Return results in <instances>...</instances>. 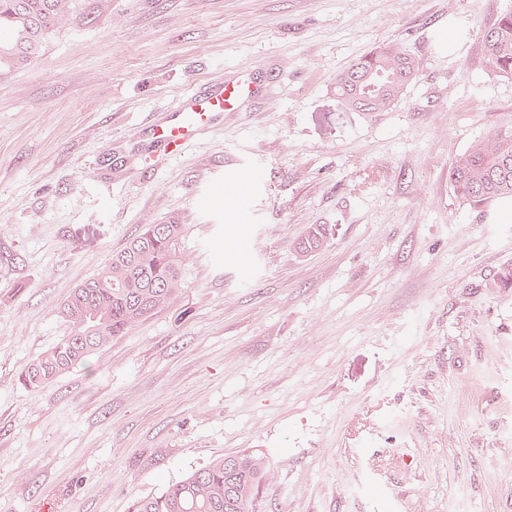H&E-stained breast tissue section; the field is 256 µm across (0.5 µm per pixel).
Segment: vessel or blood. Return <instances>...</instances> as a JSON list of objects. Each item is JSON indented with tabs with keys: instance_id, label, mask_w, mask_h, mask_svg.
<instances>
[{
	"instance_id": "vessel-or-blood-1",
	"label": "vessel or blood",
	"mask_w": 512,
	"mask_h": 512,
	"mask_svg": "<svg viewBox=\"0 0 512 512\" xmlns=\"http://www.w3.org/2000/svg\"><path fill=\"white\" fill-rule=\"evenodd\" d=\"M257 92L251 75L243 72L215 83L201 95L184 96L162 122L152 125L154 151L163 156L178 154L188 142L211 129L223 113L240 109Z\"/></svg>"
}]
</instances>
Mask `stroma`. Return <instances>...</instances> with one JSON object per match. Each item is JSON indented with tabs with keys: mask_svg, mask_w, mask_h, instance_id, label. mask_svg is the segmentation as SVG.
Returning a JSON list of instances; mask_svg holds the SVG:
<instances>
[{
	"mask_svg": "<svg viewBox=\"0 0 512 512\" xmlns=\"http://www.w3.org/2000/svg\"><path fill=\"white\" fill-rule=\"evenodd\" d=\"M509 7L79 0L0 81V512H127L248 449L271 465L256 512H512V222L448 183L512 128L479 35ZM450 24L466 38L437 40ZM390 41L419 62L405 96L338 114L337 72ZM242 71L259 99L140 167L150 121ZM171 217L177 300L22 386L72 289ZM313 224L328 239L299 255Z\"/></svg>",
	"mask_w": 512,
	"mask_h": 512,
	"instance_id": "stroma-1",
	"label": "stroma"
}]
</instances>
